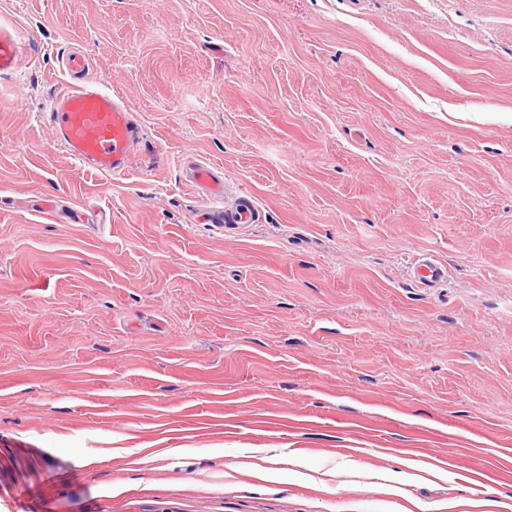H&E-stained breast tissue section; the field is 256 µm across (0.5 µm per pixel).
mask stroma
<instances>
[{"mask_svg":"<svg viewBox=\"0 0 512 512\" xmlns=\"http://www.w3.org/2000/svg\"><path fill=\"white\" fill-rule=\"evenodd\" d=\"M0 512L512 504V0H0ZM83 51L140 150L43 118ZM258 223L198 221L184 158ZM448 269L415 287L411 260ZM19 35L12 26L0 25V76L15 73L20 65Z\"/></svg>","mask_w":512,"mask_h":512,"instance_id":"obj_1","label":"stroma"}]
</instances>
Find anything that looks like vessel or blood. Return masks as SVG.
Wrapping results in <instances>:
<instances>
[{"mask_svg":"<svg viewBox=\"0 0 512 512\" xmlns=\"http://www.w3.org/2000/svg\"><path fill=\"white\" fill-rule=\"evenodd\" d=\"M69 80L49 101L44 118L58 144L85 171L121 177L129 171L139 148L137 123L122 95L90 78L86 56L74 51L61 59ZM20 65L19 35L0 25V76L15 73ZM189 183L208 203L203 219L212 224L243 226L259 220L252 196L240 191L234 204L224 205V172L190 158L185 162ZM416 287L433 288L444 281L447 268L433 256L419 255L411 264Z\"/></svg>","mask_w":512,"mask_h":512,"instance_id":"obj_1","label":"vessel or blood"}]
</instances>
